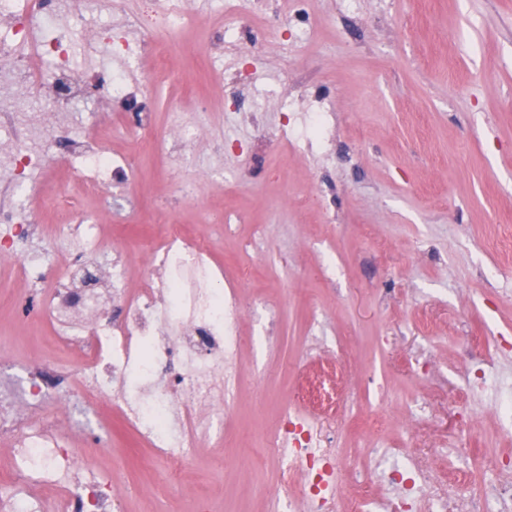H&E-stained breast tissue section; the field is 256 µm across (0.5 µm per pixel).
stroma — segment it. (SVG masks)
<instances>
[{
  "label": "stroma",
  "instance_id": "obj_1",
  "mask_svg": "<svg viewBox=\"0 0 512 512\" xmlns=\"http://www.w3.org/2000/svg\"><path fill=\"white\" fill-rule=\"evenodd\" d=\"M309 14L317 39L284 54L281 30L257 34L213 82L194 28L161 39L181 77L159 93L153 133L166 139L174 111L206 131L181 167L143 160L111 244L134 288L141 239L166 225L211 235L207 220L224 208L237 222L212 235L213 259L227 280L253 275L238 290L222 442L201 441L168 469L105 405L99 451L74 434L78 464L132 484L124 512H191L199 496L216 512H268L278 473L265 439L310 368L311 336L322 359L348 353L376 410L414 420L417 447H457L478 413L475 449L454 467L485 478V459L512 450V420L496 412L512 400V0H311ZM286 88L330 105L324 142L295 134L298 113L277 99ZM30 178L43 197L104 210L63 168ZM26 293L0 277V361L71 367L55 356L49 317L22 315Z\"/></svg>",
  "mask_w": 512,
  "mask_h": 512
}]
</instances>
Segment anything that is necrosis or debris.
Wrapping results in <instances>:
<instances>
[{
	"instance_id": "obj_1",
	"label": "necrosis or debris",
	"mask_w": 512,
	"mask_h": 512,
	"mask_svg": "<svg viewBox=\"0 0 512 512\" xmlns=\"http://www.w3.org/2000/svg\"><path fill=\"white\" fill-rule=\"evenodd\" d=\"M230 12L245 8L262 26L285 27L304 42L313 27L305 0H226ZM85 0H0V165L13 201L0 204V273L41 283L27 296V312L49 314L53 342L78 358L84 397L67 401L65 411L86 420L93 400L107 396L112 410L168 464L181 461L204 436L222 439L224 411L211 399L235 378L239 338L226 321L237 305V291L225 286L203 236L171 228L146 251L150 270L137 292L125 286L121 258L90 251L84 231L71 235L68 276L51 279L35 253L14 264L17 243L41 234V209L31 206L34 190L28 172L49 166L65 146L72 170L102 197L106 213L121 218L122 191L136 176L131 154L102 149L96 136L75 135L69 113L75 103L113 102L104 124L137 136L148 147L152 114L147 98L129 102L124 78L103 65L90 71L70 64L71 33L83 31L88 51L140 66L151 58L147 84L162 88L175 70L156 56V40L130 37L122 27L90 28ZM196 21L192 0H138L134 16L141 30L176 31ZM49 108L24 114L38 95ZM109 266L105 287L88 279L93 268ZM53 367L32 362L20 377L0 367V439L13 448L9 468L0 469V512H122L124 496L112 475L89 471L74 462L75 451L60 419L45 413L56 400ZM348 387L338 370L310 379L305 399L317 414L288 408L281 429L267 439L269 454L280 463L274 502L290 512H512V480L467 482L466 493L448 496L432 466L410 457L405 448L379 445L374 434L389 421L365 414L363 446L342 452L330 434L335 402H347ZM358 475L355 494L342 501L343 475Z\"/></svg>"
}]
</instances>
